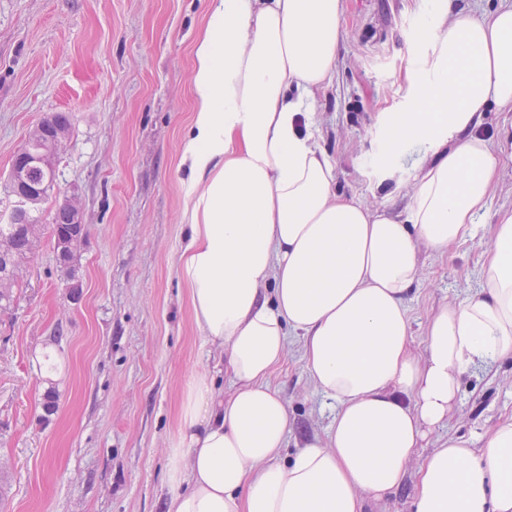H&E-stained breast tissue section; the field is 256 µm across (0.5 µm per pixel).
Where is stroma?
I'll use <instances>...</instances> for the list:
<instances>
[{
    "label": "stroma",
    "mask_w": 512,
    "mask_h": 512,
    "mask_svg": "<svg viewBox=\"0 0 512 512\" xmlns=\"http://www.w3.org/2000/svg\"><path fill=\"white\" fill-rule=\"evenodd\" d=\"M211 0H0V222L13 197L16 152L48 115L70 134L40 205L39 246L0 308V512H165L167 449L182 387L208 370L233 385L197 332L178 273L186 227L180 145L192 110L194 50ZM343 36L330 83L306 110L336 164L337 189L388 214L410 204L426 146L407 143L382 180L383 129L417 93L408 73L430 57L422 28L433 0H343ZM506 114L488 107L481 130L500 173L483 221L512 210V143L496 138ZM78 199L88 234L71 298L49 230ZM484 248L421 254L406 299L413 349L440 307L472 294ZM289 334L269 383L288 408L282 450L326 438L336 405L318 391ZM56 408L46 411L47 396ZM512 415V358L469 370L447 421L417 449L402 485L367 512H412L417 471L451 437L473 444Z\"/></svg>",
    "instance_id": "stroma-1"
}]
</instances>
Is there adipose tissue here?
I'll return each instance as SVG.
<instances>
[{
  "label": "adipose tissue",
  "instance_id": "adipose-tissue-1",
  "mask_svg": "<svg viewBox=\"0 0 512 512\" xmlns=\"http://www.w3.org/2000/svg\"><path fill=\"white\" fill-rule=\"evenodd\" d=\"M342 0H212L196 48L195 111L181 144L189 227L179 260L194 323L227 358L186 382L168 449L167 512H364L400 487L454 409L460 377L512 356V211L499 214L478 290L429 319L411 352L406 298L422 250L481 240L497 161L478 134L487 104L512 110V5L428 22L432 58L379 167L426 144L396 216L336 191V165L301 125L330 80ZM337 405L326 439L280 451L288 410L267 379L289 333ZM414 512H512V419L480 448L449 438L423 461Z\"/></svg>",
  "mask_w": 512,
  "mask_h": 512
}]
</instances>
